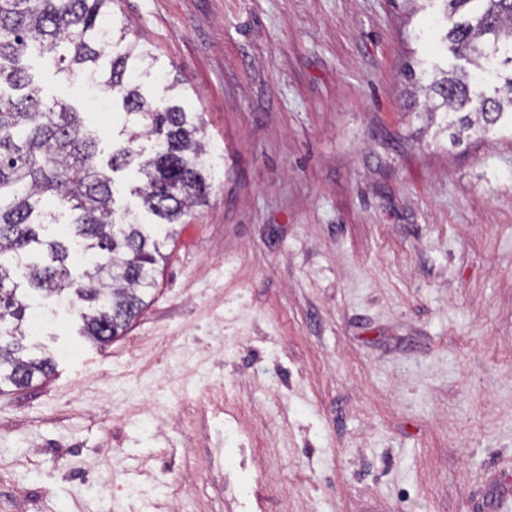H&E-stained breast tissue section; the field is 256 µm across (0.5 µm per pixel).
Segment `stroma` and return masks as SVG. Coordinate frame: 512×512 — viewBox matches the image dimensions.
<instances>
[{"label":"stroma","mask_w":512,"mask_h":512,"mask_svg":"<svg viewBox=\"0 0 512 512\" xmlns=\"http://www.w3.org/2000/svg\"><path fill=\"white\" fill-rule=\"evenodd\" d=\"M410 7L114 0L202 119L208 201L123 336L42 326L54 373L0 393V512H512V127L428 130Z\"/></svg>","instance_id":"obj_1"}]
</instances>
